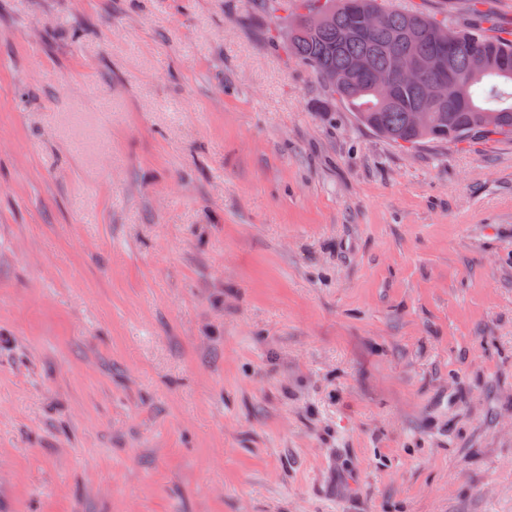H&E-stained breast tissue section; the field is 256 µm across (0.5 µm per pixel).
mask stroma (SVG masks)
<instances>
[{
  "label": "stroma",
  "instance_id": "1",
  "mask_svg": "<svg viewBox=\"0 0 512 512\" xmlns=\"http://www.w3.org/2000/svg\"><path fill=\"white\" fill-rule=\"evenodd\" d=\"M287 16L0 0V512H512V140L374 134Z\"/></svg>",
  "mask_w": 512,
  "mask_h": 512
}]
</instances>
